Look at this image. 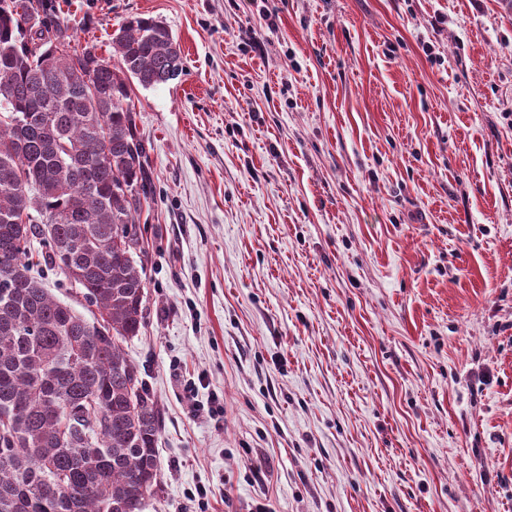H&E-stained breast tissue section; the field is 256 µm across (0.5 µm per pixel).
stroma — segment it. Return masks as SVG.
Segmentation results:
<instances>
[{
	"mask_svg": "<svg viewBox=\"0 0 512 512\" xmlns=\"http://www.w3.org/2000/svg\"><path fill=\"white\" fill-rule=\"evenodd\" d=\"M55 7L107 58L160 20L184 60L131 89L144 512H512V0Z\"/></svg>",
	"mask_w": 512,
	"mask_h": 512,
	"instance_id": "35a3bbf8",
	"label": "stroma"
}]
</instances>
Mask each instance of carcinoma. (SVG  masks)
<instances>
[{"mask_svg":"<svg viewBox=\"0 0 512 512\" xmlns=\"http://www.w3.org/2000/svg\"><path fill=\"white\" fill-rule=\"evenodd\" d=\"M72 41L52 0H0V512H143L160 484V410L123 349L145 326L149 180L127 99L183 57L152 17L118 25L116 66ZM38 238L102 322L31 275Z\"/></svg>","mask_w":512,"mask_h":512,"instance_id":"1","label":"carcinoma"}]
</instances>
